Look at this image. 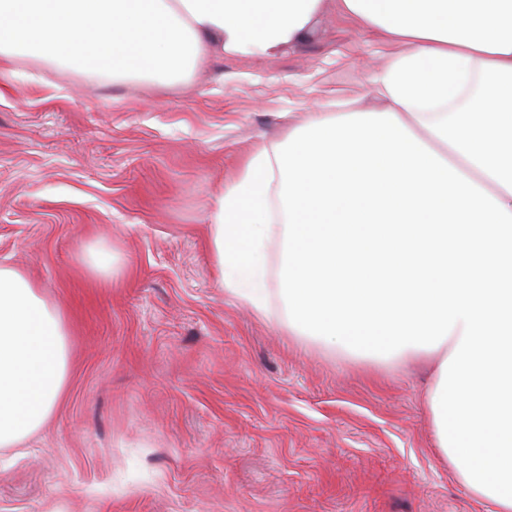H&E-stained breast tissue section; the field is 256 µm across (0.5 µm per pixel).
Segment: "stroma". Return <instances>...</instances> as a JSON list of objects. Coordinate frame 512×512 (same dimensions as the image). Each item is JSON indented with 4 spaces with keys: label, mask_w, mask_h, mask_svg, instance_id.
Listing matches in <instances>:
<instances>
[{
    "label": "stroma",
    "mask_w": 512,
    "mask_h": 512,
    "mask_svg": "<svg viewBox=\"0 0 512 512\" xmlns=\"http://www.w3.org/2000/svg\"><path fill=\"white\" fill-rule=\"evenodd\" d=\"M368 60L329 10L166 86L39 61L0 78V263L61 305L70 347L50 423L0 450V512H495L435 452L428 364L302 343L214 270L210 197L305 113L377 106ZM97 240L112 277L78 266Z\"/></svg>",
    "instance_id": "1"
}]
</instances>
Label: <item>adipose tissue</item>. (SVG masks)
<instances>
[{
  "instance_id": "1",
  "label": "adipose tissue",
  "mask_w": 512,
  "mask_h": 512,
  "mask_svg": "<svg viewBox=\"0 0 512 512\" xmlns=\"http://www.w3.org/2000/svg\"><path fill=\"white\" fill-rule=\"evenodd\" d=\"M324 0H0V74L64 63L155 84L265 57ZM382 46L375 108L308 113L213 196L225 291L363 361L429 360L436 448L512 512V0H336ZM62 308L0 263V449L36 438L69 371Z\"/></svg>"
}]
</instances>
